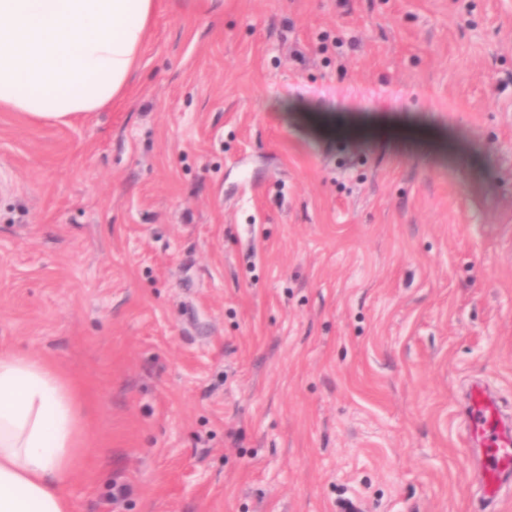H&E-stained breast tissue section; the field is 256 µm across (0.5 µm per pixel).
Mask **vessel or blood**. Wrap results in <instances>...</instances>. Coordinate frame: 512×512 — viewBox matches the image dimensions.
Segmentation results:
<instances>
[{
  "instance_id": "1",
  "label": "vessel or blood",
  "mask_w": 512,
  "mask_h": 512,
  "mask_svg": "<svg viewBox=\"0 0 512 512\" xmlns=\"http://www.w3.org/2000/svg\"><path fill=\"white\" fill-rule=\"evenodd\" d=\"M465 418L478 452L482 499L497 505L505 488L512 485V417L504 415L491 393L477 383L467 395Z\"/></svg>"
}]
</instances>
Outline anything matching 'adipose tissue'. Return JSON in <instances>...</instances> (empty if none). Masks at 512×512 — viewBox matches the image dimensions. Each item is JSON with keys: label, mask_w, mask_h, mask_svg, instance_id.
Returning a JSON list of instances; mask_svg holds the SVG:
<instances>
[{"label": "adipose tissue", "mask_w": 512, "mask_h": 512, "mask_svg": "<svg viewBox=\"0 0 512 512\" xmlns=\"http://www.w3.org/2000/svg\"><path fill=\"white\" fill-rule=\"evenodd\" d=\"M157 0H0V111L70 124L125 94ZM88 451L76 388L48 362L0 350V512H72Z\"/></svg>", "instance_id": "1"}]
</instances>
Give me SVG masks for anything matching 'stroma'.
Returning <instances> with one entry per match:
<instances>
[{
	"mask_svg": "<svg viewBox=\"0 0 512 512\" xmlns=\"http://www.w3.org/2000/svg\"><path fill=\"white\" fill-rule=\"evenodd\" d=\"M0 349L82 391L73 512H485L512 0H159L123 97L0 112Z\"/></svg>",
	"mask_w": 512,
	"mask_h": 512,
	"instance_id": "35a3bbf8",
	"label": "stroma"
}]
</instances>
